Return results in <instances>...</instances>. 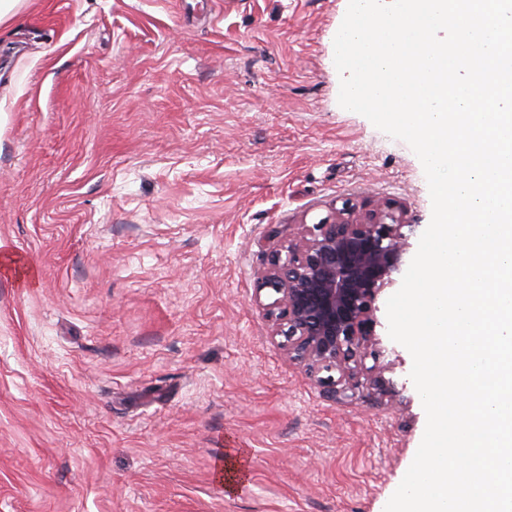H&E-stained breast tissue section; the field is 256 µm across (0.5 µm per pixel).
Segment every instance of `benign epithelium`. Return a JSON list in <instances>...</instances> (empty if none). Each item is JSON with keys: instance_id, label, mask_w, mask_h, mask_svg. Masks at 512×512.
<instances>
[{"instance_id": "obj_1", "label": "benign epithelium", "mask_w": 512, "mask_h": 512, "mask_svg": "<svg viewBox=\"0 0 512 512\" xmlns=\"http://www.w3.org/2000/svg\"><path fill=\"white\" fill-rule=\"evenodd\" d=\"M404 213L392 201L356 210L346 201L316 224L299 225L260 272V289L277 298L256 303L285 338L288 359L336 397L363 374L380 395L391 394L384 368L365 366L376 342L373 303L393 282L408 244Z\"/></svg>"}]
</instances>
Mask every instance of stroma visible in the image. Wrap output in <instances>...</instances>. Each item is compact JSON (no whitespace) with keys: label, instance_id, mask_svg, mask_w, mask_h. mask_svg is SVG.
I'll use <instances>...</instances> for the list:
<instances>
[{"label":"stroma","instance_id":"stroma-1","mask_svg":"<svg viewBox=\"0 0 512 512\" xmlns=\"http://www.w3.org/2000/svg\"><path fill=\"white\" fill-rule=\"evenodd\" d=\"M348 0H18L0 24V512H384L426 414L330 397L259 273L343 201L430 223L407 143L340 107ZM246 451L234 489L217 475Z\"/></svg>","mask_w":512,"mask_h":512}]
</instances>
